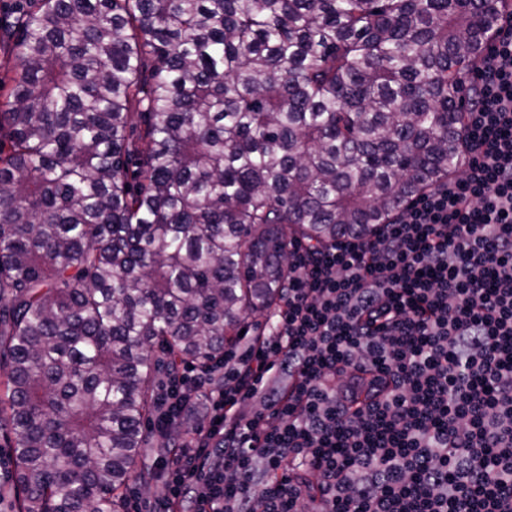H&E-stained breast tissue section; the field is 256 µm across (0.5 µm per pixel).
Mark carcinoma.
Here are the masks:
<instances>
[{
	"instance_id": "1",
	"label": "carcinoma",
	"mask_w": 512,
	"mask_h": 512,
	"mask_svg": "<svg viewBox=\"0 0 512 512\" xmlns=\"http://www.w3.org/2000/svg\"><path fill=\"white\" fill-rule=\"evenodd\" d=\"M506 0H23L0 37V425L15 512H121L157 377L269 310L288 246L458 168ZM144 128L132 126L133 114Z\"/></svg>"
}]
</instances>
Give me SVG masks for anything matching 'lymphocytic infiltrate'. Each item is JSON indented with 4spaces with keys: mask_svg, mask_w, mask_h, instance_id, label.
<instances>
[{
    "mask_svg": "<svg viewBox=\"0 0 512 512\" xmlns=\"http://www.w3.org/2000/svg\"><path fill=\"white\" fill-rule=\"evenodd\" d=\"M472 83L458 176L292 247L264 331L164 384L159 439L204 420L156 512H512V17Z\"/></svg>",
    "mask_w": 512,
    "mask_h": 512,
    "instance_id": "obj_1",
    "label": "lymphocytic infiltrate"
}]
</instances>
